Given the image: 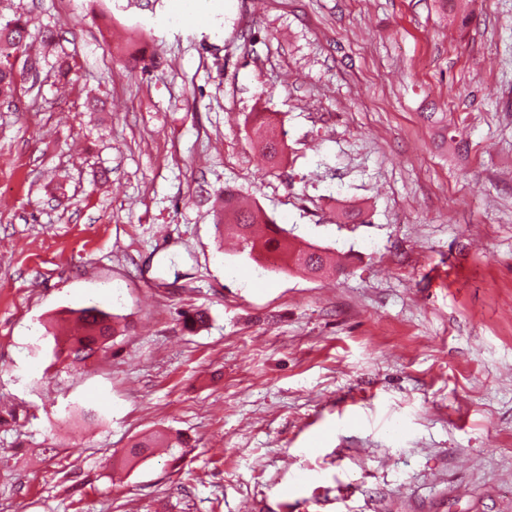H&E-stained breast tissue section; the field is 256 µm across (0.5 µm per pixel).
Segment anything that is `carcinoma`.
Returning a JSON list of instances; mask_svg holds the SVG:
<instances>
[{
  "instance_id": "1",
  "label": "carcinoma",
  "mask_w": 512,
  "mask_h": 512,
  "mask_svg": "<svg viewBox=\"0 0 512 512\" xmlns=\"http://www.w3.org/2000/svg\"><path fill=\"white\" fill-rule=\"evenodd\" d=\"M30 21L22 16L0 20V101H12L23 90L25 69L38 70L46 56L31 53L34 41L45 46L56 40L55 31L46 27L32 39ZM141 34L130 38L122 50L127 69L132 72L147 70L140 43ZM256 144L274 163L285 158V143L279 138L271 117L265 113L256 116L251 127ZM222 237L236 241L240 253L247 255L269 273H279L288 268L295 272L317 275L322 269L323 253L315 246L289 240L287 230L275 224L261 209L224 198V216L216 224ZM80 333L61 341L54 338L58 355L73 363H82L96 355L107 342L119 335L114 315L95 306L78 312ZM184 440L179 435L154 432L133 442L126 452L127 463H137L147 457L153 448H180Z\"/></svg>"
}]
</instances>
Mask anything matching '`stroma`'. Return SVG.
<instances>
[{"mask_svg":"<svg viewBox=\"0 0 512 512\" xmlns=\"http://www.w3.org/2000/svg\"><path fill=\"white\" fill-rule=\"evenodd\" d=\"M471 10L0 0L72 65L0 107V512H512V0ZM227 187L343 270L218 245ZM93 304L124 334L52 362ZM159 430L181 463L126 466ZM141 40L142 35L136 33V36L130 38L122 50L125 66L132 72H136L139 69L141 72H146L147 70L146 65L143 63L144 56L140 47ZM251 133L256 144L266 156L276 164H282L285 158V143L279 138L271 117L259 113L251 127ZM184 440L180 435L164 432H154L133 442L126 452L125 460L128 464L137 463L146 458L153 448H181Z\"/></svg>","mask_w":512,"mask_h":512,"instance_id":"stroma-1","label":"stroma"}]
</instances>
